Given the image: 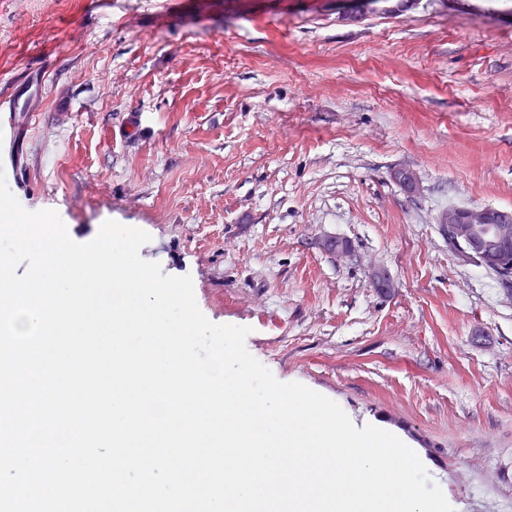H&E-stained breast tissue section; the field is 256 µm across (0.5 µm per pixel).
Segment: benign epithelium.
<instances>
[{
  "label": "benign epithelium",
  "mask_w": 512,
  "mask_h": 512,
  "mask_svg": "<svg viewBox=\"0 0 512 512\" xmlns=\"http://www.w3.org/2000/svg\"><path fill=\"white\" fill-rule=\"evenodd\" d=\"M394 179L403 191L413 196L418 193V178L411 169H397ZM439 223L448 227V237L455 245L452 256L463 263H472L482 255L500 254L501 258L512 257V210L482 207L458 206L448 210L439 218ZM461 224H494L495 231L490 237H473L463 234ZM372 287L383 294H389L395 283L383 267L372 269Z\"/></svg>",
  "instance_id": "obj_1"
}]
</instances>
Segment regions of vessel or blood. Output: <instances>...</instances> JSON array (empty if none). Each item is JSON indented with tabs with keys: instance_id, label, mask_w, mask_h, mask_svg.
<instances>
[{
	"instance_id": "1",
	"label": "vessel or blood",
	"mask_w": 512,
	"mask_h": 512,
	"mask_svg": "<svg viewBox=\"0 0 512 512\" xmlns=\"http://www.w3.org/2000/svg\"><path fill=\"white\" fill-rule=\"evenodd\" d=\"M44 80L40 72L23 70L11 87L0 88V167L19 175L25 140L39 117Z\"/></svg>"
}]
</instances>
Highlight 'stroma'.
I'll return each mask as SVG.
<instances>
[{"mask_svg": "<svg viewBox=\"0 0 512 512\" xmlns=\"http://www.w3.org/2000/svg\"><path fill=\"white\" fill-rule=\"evenodd\" d=\"M394 5L0 0V86L46 73L23 207L148 232L276 379L402 436L455 512H512V298L437 223L512 209V0Z\"/></svg>", "mask_w": 512, "mask_h": 512, "instance_id": "35a3bbf8", "label": "stroma"}]
</instances>
